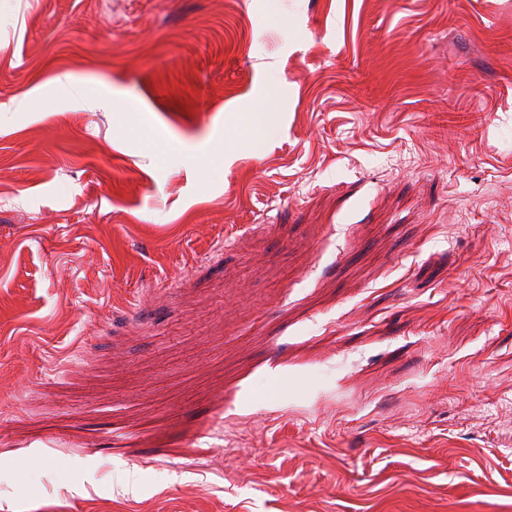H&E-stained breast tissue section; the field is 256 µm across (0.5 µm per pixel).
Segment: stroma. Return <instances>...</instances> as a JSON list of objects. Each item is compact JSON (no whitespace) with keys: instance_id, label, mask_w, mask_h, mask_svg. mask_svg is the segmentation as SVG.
Masks as SVG:
<instances>
[{"instance_id":"35a3bbf8","label":"stroma","mask_w":512,"mask_h":512,"mask_svg":"<svg viewBox=\"0 0 512 512\" xmlns=\"http://www.w3.org/2000/svg\"><path fill=\"white\" fill-rule=\"evenodd\" d=\"M0 512H512V0H0ZM269 123L265 112H243L236 118V129L239 134L257 141L271 132Z\"/></svg>"}]
</instances>
